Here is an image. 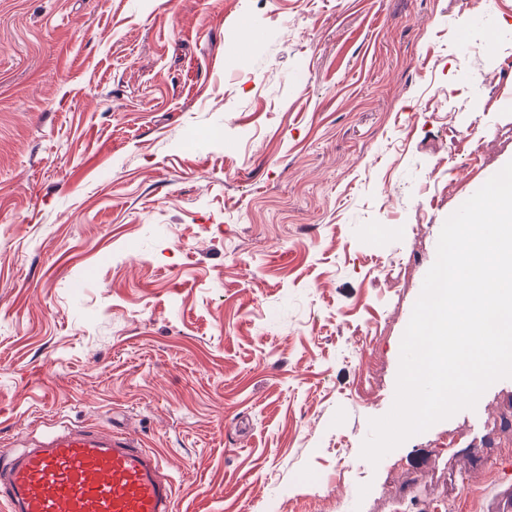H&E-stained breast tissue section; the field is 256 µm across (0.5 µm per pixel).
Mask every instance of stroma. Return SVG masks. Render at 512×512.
Returning a JSON list of instances; mask_svg holds the SVG:
<instances>
[{
    "instance_id": "stroma-1",
    "label": "stroma",
    "mask_w": 512,
    "mask_h": 512,
    "mask_svg": "<svg viewBox=\"0 0 512 512\" xmlns=\"http://www.w3.org/2000/svg\"><path fill=\"white\" fill-rule=\"evenodd\" d=\"M511 161L512 0H0V451L60 418L164 455L175 512H501L512 378L361 447Z\"/></svg>"
}]
</instances>
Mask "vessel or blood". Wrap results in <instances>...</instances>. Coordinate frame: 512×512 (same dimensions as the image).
<instances>
[{"mask_svg":"<svg viewBox=\"0 0 512 512\" xmlns=\"http://www.w3.org/2000/svg\"><path fill=\"white\" fill-rule=\"evenodd\" d=\"M165 459L122 432L46 427L0 455V512H175Z\"/></svg>","mask_w":512,"mask_h":512,"instance_id":"obj_1","label":"vessel or blood"}]
</instances>
